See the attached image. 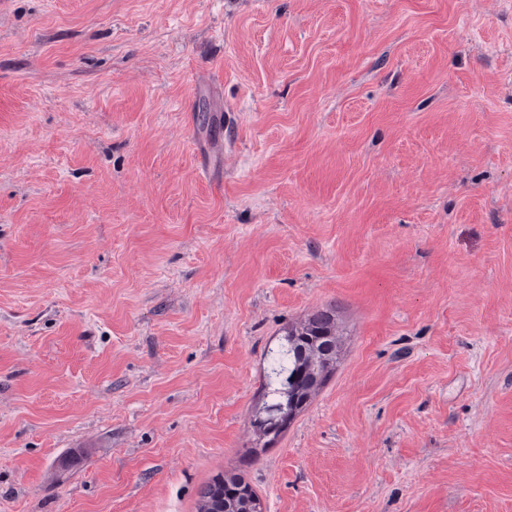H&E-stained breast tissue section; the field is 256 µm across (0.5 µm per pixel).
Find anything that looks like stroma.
Listing matches in <instances>:
<instances>
[{
    "mask_svg": "<svg viewBox=\"0 0 512 512\" xmlns=\"http://www.w3.org/2000/svg\"><path fill=\"white\" fill-rule=\"evenodd\" d=\"M341 353L272 443L266 353ZM512 512V0H0V512ZM245 496H255L259 501V512H263L259 497L247 484L238 477L219 474L202 488L196 509L197 512H220L214 509L224 507V502L241 501Z\"/></svg>",
    "mask_w": 512,
    "mask_h": 512,
    "instance_id": "1",
    "label": "stroma"
}]
</instances>
